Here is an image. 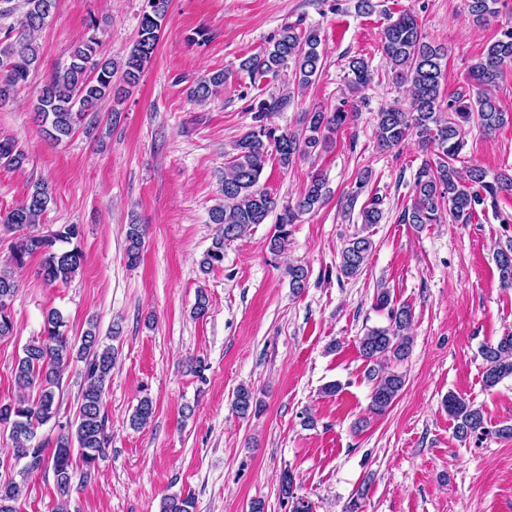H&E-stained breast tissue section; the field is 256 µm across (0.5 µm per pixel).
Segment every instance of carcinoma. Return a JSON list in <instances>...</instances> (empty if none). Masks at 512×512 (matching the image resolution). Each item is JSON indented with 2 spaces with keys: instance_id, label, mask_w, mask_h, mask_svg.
<instances>
[{
  "instance_id": "cac0c4a2",
  "label": "carcinoma",
  "mask_w": 512,
  "mask_h": 512,
  "mask_svg": "<svg viewBox=\"0 0 512 512\" xmlns=\"http://www.w3.org/2000/svg\"><path fill=\"white\" fill-rule=\"evenodd\" d=\"M467 11L477 23H485L498 13V0H466ZM56 0H23L25 11L22 29L16 36L5 34L0 40V107L13 99L17 89L28 82L30 73L39 63L43 47L35 40L55 8ZM170 7V0H144L137 40L124 60L114 62L104 56L97 36L99 22L92 17L87 32L70 52V60L56 70L39 90L35 111L44 133L53 141L70 137L77 126L94 121L95 112L103 102H121L126 88L138 83L140 75L151 63L161 25ZM381 51L393 79L411 85L410 101L405 106L393 105L378 112L377 138L382 148L397 147L413 139L435 159L425 161L417 170L413 185V202L404 210L401 221L421 227L439 224L443 215L458 224L470 222L479 206H496L502 192L512 193V175L499 173L488 178L486 171L471 165L465 170L455 167L465 147L464 129L474 123L487 134L495 132L508 120L491 93L502 68L512 63V27L501 31L485 53L469 66L468 79L476 88V96L463 92L448 94L446 110H441L445 81L446 49L426 40L417 17L403 12L390 18L381 32ZM320 32L312 28L304 34L295 26L285 25L267 40L257 54L239 64V69L251 77L277 74L287 62L294 63V80L304 88L315 82L322 72L323 49ZM225 75L217 72L199 80L190 91L196 101L208 100L224 85ZM346 85L353 93L360 92L371 80L369 65L361 58L349 63ZM289 96L262 99L251 105L256 125L237 139L224 163L223 200L209 212L210 221L220 225L212 245L199 261L206 274L224 264V249L246 234L251 226L265 223L273 211H278L274 232L269 238L270 253L278 256L288 245L289 227L302 215L322 204L326 183L316 175L295 202L278 205V200L260 184L268 161L269 148H274L281 167L327 142L350 120L345 105L333 112H310L301 133L285 131L267 125L268 116L284 108ZM28 161L27 154L15 140L0 138V164L20 169ZM51 200L49 186L39 182L32 186L21 204L0 217V222L18 232L10 246L12 265L24 266L26 258L41 256L40 274L48 284L67 283L83 265L82 250L73 241L82 236L78 224H63L47 234L37 230L42 214ZM143 225L133 222L126 230V258L136 266L143 246ZM370 235L361 231L352 234L340 252L339 272L345 278L360 275L373 250ZM501 286L512 288V247L495 254ZM289 287L295 294L307 288L309 270L302 264L288 267ZM18 283L13 270L0 267V301H13ZM374 309L387 312L389 324L366 329L359 338V350L371 363L367 378L372 383L369 410L383 415L405 386L406 376L395 368L410 355L413 339L408 335L412 309L394 301L390 289H377ZM63 316L57 310L47 313L40 336L24 346L15 364V381L19 388H35L36 396H19L0 402V424L10 427L14 458L25 461L24 470L50 471L53 475L58 502L55 512H67L75 475L88 481L95 473L97 462L108 444L107 417L103 407L106 382L112 375L117 351L101 343L96 326L91 324L78 340L66 336ZM484 361L483 382L492 388L503 379L512 377V333L481 349ZM84 362V380L75 419L59 426L54 439L38 436L40 426L50 422L58 412L60 373L72 361ZM233 411L248 419L260 411V401L254 390L242 385L237 388ZM448 415L455 421V436L461 440L481 439L489 434L512 438V424L493 430L485 426L481 409L454 395L446 399ZM153 401L141 398L130 417V425L141 428L153 417ZM293 477L285 472L280 480L281 505L291 506L290 512H312L310 502L294 498ZM20 487L12 480L0 481V512H17L15 503ZM191 495H167L160 501L158 512H193Z\"/></svg>"
}]
</instances>
